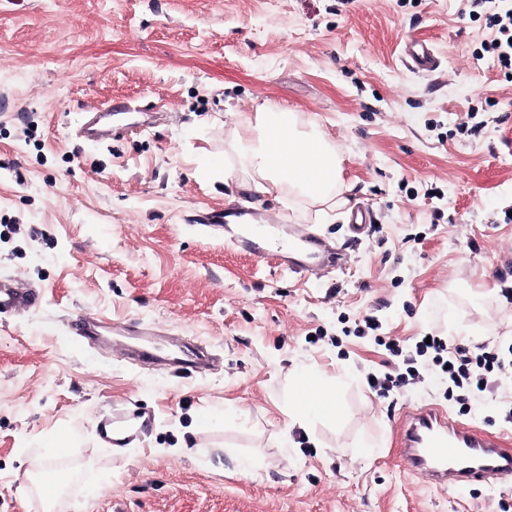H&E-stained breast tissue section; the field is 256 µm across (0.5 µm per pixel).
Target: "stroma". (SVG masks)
Segmentation results:
<instances>
[{
	"label": "stroma",
	"mask_w": 512,
	"mask_h": 512,
	"mask_svg": "<svg viewBox=\"0 0 512 512\" xmlns=\"http://www.w3.org/2000/svg\"><path fill=\"white\" fill-rule=\"evenodd\" d=\"M0 0V279L41 303L0 316V512H41L33 471L70 475L62 512H512V487L439 491L395 445L433 403L512 436V382L446 404L436 370L382 397L393 359L433 333L512 341V75L483 50L487 0ZM430 43L433 72L404 44ZM126 103L112 137L81 114ZM265 103L315 123L343 159L348 208L321 218L257 193L231 150ZM216 177H198L203 166ZM231 179H224L225 170ZM364 205L365 233L349 226ZM253 210L276 237L335 243L343 269L298 276L196 224ZM191 336L212 357L174 373L81 345L77 315ZM335 381L336 417L290 424L293 375ZM142 417L140 447L98 418ZM187 445V453L174 447Z\"/></svg>",
	"instance_id": "obj_1"
}]
</instances>
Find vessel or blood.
<instances>
[{"mask_svg": "<svg viewBox=\"0 0 512 512\" xmlns=\"http://www.w3.org/2000/svg\"><path fill=\"white\" fill-rule=\"evenodd\" d=\"M404 53L418 70L430 72L437 66L426 41L409 39ZM250 218V212L229 209L212 208L201 214L202 223L223 226L226 242L237 251L274 259L292 273L302 275L311 267L335 266L341 261L336 245L305 232L285 242L248 232L245 224ZM40 299V293L0 279V313L34 306ZM73 334L88 343L125 337L128 355L138 359L163 356L183 371L200 369L207 359L204 348L191 340L149 338L144 329L128 322L110 323L80 315L74 321ZM396 443L403 460L428 483L448 488L477 482L512 484V440L452 420L440 405L408 411L396 430Z\"/></svg>", "mask_w": 512, "mask_h": 512, "instance_id": "obj_1", "label": "vessel or blood"}]
</instances>
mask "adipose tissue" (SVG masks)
<instances>
[{
	"instance_id": "1",
	"label": "adipose tissue",
	"mask_w": 512,
	"mask_h": 512,
	"mask_svg": "<svg viewBox=\"0 0 512 512\" xmlns=\"http://www.w3.org/2000/svg\"><path fill=\"white\" fill-rule=\"evenodd\" d=\"M238 125L233 152L240 168L253 175L256 192L278 198L292 195L320 205L347 204L350 188L342 178V159L318 126L271 104L240 113ZM328 388L322 379H309L307 371L297 372L294 421L306 426L321 416L336 415L335 405L313 404Z\"/></svg>"
}]
</instances>
